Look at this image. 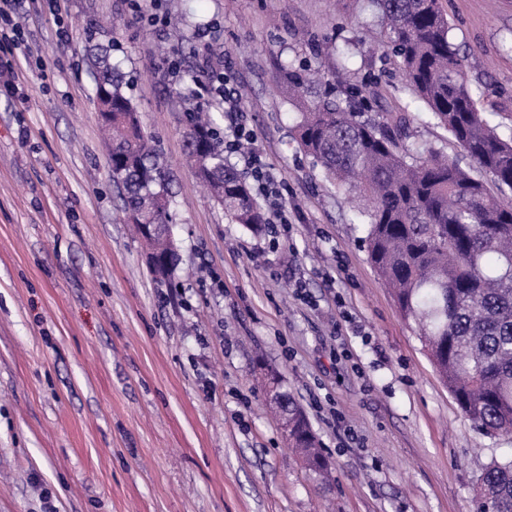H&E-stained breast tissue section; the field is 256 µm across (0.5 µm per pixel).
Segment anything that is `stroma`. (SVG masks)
<instances>
[{
  "instance_id": "stroma-1",
  "label": "stroma",
  "mask_w": 512,
  "mask_h": 512,
  "mask_svg": "<svg viewBox=\"0 0 512 512\" xmlns=\"http://www.w3.org/2000/svg\"><path fill=\"white\" fill-rule=\"evenodd\" d=\"M512 136V0H441ZM21 5L29 64L0 95V512H473L512 435L477 431L371 266L350 203L292 138L279 64L377 79L417 145L469 159L372 47L369 0ZM107 49L169 168L174 269L155 274L113 184L93 56ZM176 52L179 73L164 55ZM228 71L282 182L288 232L232 222L186 162L180 88ZM329 462L305 469L267 373Z\"/></svg>"
}]
</instances>
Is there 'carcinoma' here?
Instances as JSON below:
<instances>
[{
  "instance_id": "obj_1",
  "label": "carcinoma",
  "mask_w": 512,
  "mask_h": 512,
  "mask_svg": "<svg viewBox=\"0 0 512 512\" xmlns=\"http://www.w3.org/2000/svg\"><path fill=\"white\" fill-rule=\"evenodd\" d=\"M381 18V42L397 59L405 85L460 150L512 192V138L498 132L489 85L473 86L472 56L452 41L441 0H371ZM280 80L299 120L294 140L344 194L358 199L350 215L378 275L405 320L421 331L431 361L460 410L487 435L512 434V199L434 146L415 147L406 116L371 112L385 98L372 81L319 80L304 62L280 66ZM95 97L112 155L113 184L122 190L133 224H169L166 165L144 133L137 109L99 61ZM218 103L188 108L187 159L212 197L254 234L268 223L245 180L224 158V140L206 113ZM168 258L165 232L144 240ZM295 424L288 444L317 474L324 455L308 417L283 393ZM475 512H512V457L494 459L474 488Z\"/></svg>"
}]
</instances>
